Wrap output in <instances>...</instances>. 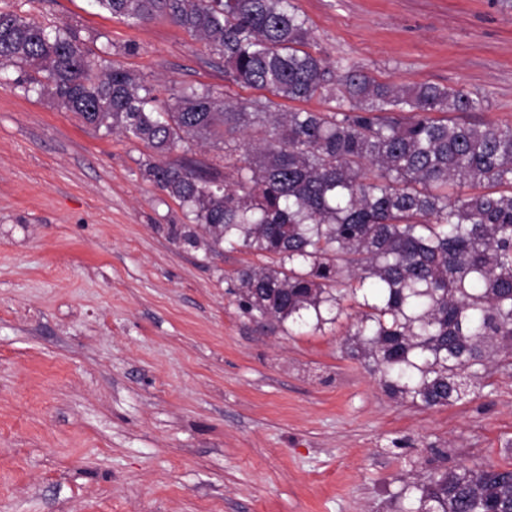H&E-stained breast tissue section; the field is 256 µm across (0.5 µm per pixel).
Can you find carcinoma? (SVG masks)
Instances as JSON below:
<instances>
[{"label": "carcinoma", "mask_w": 512, "mask_h": 512, "mask_svg": "<svg viewBox=\"0 0 512 512\" xmlns=\"http://www.w3.org/2000/svg\"><path fill=\"white\" fill-rule=\"evenodd\" d=\"M92 2L131 25L167 19L267 91L234 102L183 85L162 100L75 32L0 12V69L33 67L27 91L160 156L144 176L195 221L172 239L264 259L229 277L244 314L319 327L342 311L339 286L363 291L346 353L414 406L453 405L489 367L512 369V123L468 119L483 97L331 60L294 0ZM316 97L335 111L284 110ZM204 142L223 145L224 176L167 159ZM416 477L399 512H512V468Z\"/></svg>", "instance_id": "cac0c4a2"}]
</instances>
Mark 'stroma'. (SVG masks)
<instances>
[{"mask_svg": "<svg viewBox=\"0 0 512 512\" xmlns=\"http://www.w3.org/2000/svg\"><path fill=\"white\" fill-rule=\"evenodd\" d=\"M320 49L381 82L483 96L512 122V0H296ZM77 31L159 98L246 101L203 43L89 0H0ZM135 52L125 53L127 44ZM0 70V512H397L424 449L512 467V372L451 406L391 399L320 329L244 315L227 276L261 258L174 241L192 217L145 179L155 153Z\"/></svg>", "mask_w": 512, "mask_h": 512, "instance_id": "stroma-1", "label": "stroma"}]
</instances>
